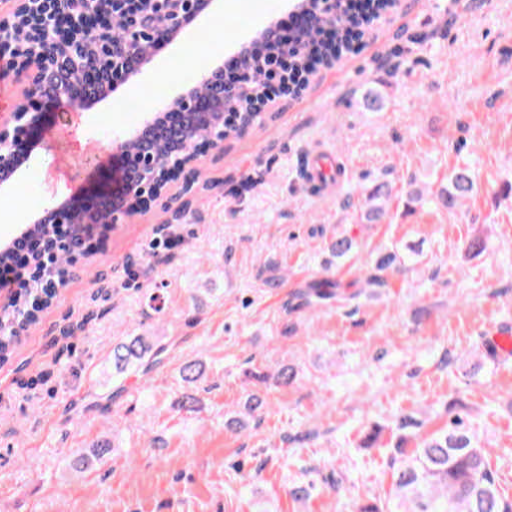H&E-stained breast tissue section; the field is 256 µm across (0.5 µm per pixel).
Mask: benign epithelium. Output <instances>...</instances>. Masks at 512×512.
I'll return each instance as SVG.
<instances>
[{
	"label": "benign epithelium",
	"instance_id": "obj_1",
	"mask_svg": "<svg viewBox=\"0 0 512 512\" xmlns=\"http://www.w3.org/2000/svg\"><path fill=\"white\" fill-rule=\"evenodd\" d=\"M211 0H15L0 20V68L21 86L14 111L0 114V184L24 164L37 159L35 150L59 112L87 110L128 81L173 38L190 25ZM314 10L306 0L295 8L306 15L309 32L323 29L325 11L336 0H318ZM220 65L202 71L194 85L148 114L143 129L112 142L107 153L89 149L85 165L106 184L83 190L77 201L65 200L45 209L35 220L50 226L55 244L73 259L92 256L98 241L75 240L61 224H86L101 232L122 217L146 213L179 183L192 190L202 159L221 151L224 140L259 123L267 106L256 89L268 82L254 71L238 67L234 81L222 93L211 91ZM172 142L171 156L160 158L157 141ZM122 168L121 191L112 194L114 166Z\"/></svg>",
	"mask_w": 512,
	"mask_h": 512
}]
</instances>
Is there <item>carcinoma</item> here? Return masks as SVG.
<instances>
[{
    "label": "carcinoma",
    "mask_w": 512,
    "mask_h": 512,
    "mask_svg": "<svg viewBox=\"0 0 512 512\" xmlns=\"http://www.w3.org/2000/svg\"><path fill=\"white\" fill-rule=\"evenodd\" d=\"M326 24L334 30L333 43H324L315 31L310 35L307 54L331 62L337 59L340 49L351 44V36L364 26V18L345 6ZM282 54V48L265 45L244 58L242 65L260 69L271 58ZM475 191L476 180L470 166L463 163L451 170L447 184L435 191L414 189L410 197L423 201L428 195L430 200L453 212ZM390 199L389 184L385 181L375 184L366 196L361 221L369 224L381 221L387 213ZM27 241L31 247L32 275L29 279L32 287L19 289L11 302L0 307L1 322L23 318L33 325L57 294V289L45 287L46 280L66 259L52 255L41 224L29 225ZM352 247L353 241L347 236H336L329 244L332 255L338 258L346 256ZM398 261L399 255L394 251L378 256L362 281V287H387L385 273ZM347 286L353 288L355 284ZM347 286L317 280L307 286L304 297L309 305L334 297L345 300L356 298V294L346 293ZM172 346L173 342H165L163 337L149 332L129 336L112 345V370L118 375L146 378L164 363ZM180 375L187 386L195 387L204 376L203 364L198 360H187L180 367ZM268 378L279 386H288L295 382L297 372L292 366L282 365L272 376H262L264 380ZM111 453V441L101 439L77 457L74 468L80 473H91L101 467ZM390 466L396 474L392 494V499L396 501L394 512H512V501L502 492L487 448L472 423L460 416L449 420L441 432L425 438L414 455H391Z\"/></svg>",
    "instance_id": "obj_1"
}]
</instances>
